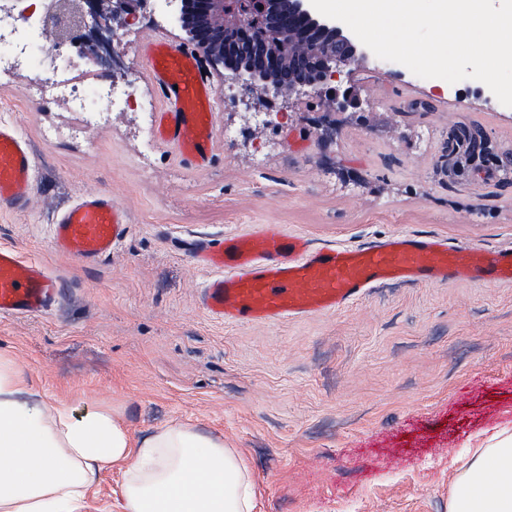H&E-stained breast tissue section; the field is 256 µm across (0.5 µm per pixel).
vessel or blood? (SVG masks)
Masks as SVG:
<instances>
[{"mask_svg":"<svg viewBox=\"0 0 512 512\" xmlns=\"http://www.w3.org/2000/svg\"><path fill=\"white\" fill-rule=\"evenodd\" d=\"M149 80L161 106L158 136L182 161H212L210 99L213 88L193 50L171 52L154 36L142 46ZM33 158L15 124L0 121V208L25 210L30 202ZM125 210L102 193H86L52 226L56 249L92 264L109 254L126 231ZM197 265L207 270L201 308L227 323L275 324L342 309L387 279L492 282L512 280V249L491 253L449 246L434 235L388 238L362 249L314 248L307 239L263 224L250 235L197 245ZM59 290L41 263L0 247V316L43 313Z\"/></svg>","mask_w":512,"mask_h":512,"instance_id":"vessel-or-blood-1","label":"vessel or blood"}]
</instances>
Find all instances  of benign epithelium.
Instances as JSON below:
<instances>
[{"mask_svg":"<svg viewBox=\"0 0 512 512\" xmlns=\"http://www.w3.org/2000/svg\"><path fill=\"white\" fill-rule=\"evenodd\" d=\"M162 21L179 29L184 44L202 54L206 68L227 78L228 97L245 106L238 113L246 123L262 126L288 124L290 104L314 98L324 108L317 122L320 139L332 142L340 124L331 121L329 112L344 114L358 107L354 98L342 101L325 97V90L341 76H349L365 49L344 32L335 20L319 14L311 0H155ZM141 0H43V12L57 20L56 28L47 30L50 43H61L82 32L83 52L97 59L103 72L123 80L126 73H115L114 60L117 30L139 19ZM245 56L247 62L228 66L232 56ZM295 78L280 82L286 66ZM279 101L277 112L265 111L269 97ZM476 154L485 150L482 131L466 127L456 131L448 142V156L459 145Z\"/></svg>","mask_w":512,"mask_h":512,"instance_id":"7a95c632","label":"benign epithelium"}]
</instances>
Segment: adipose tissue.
Returning a JSON list of instances; mask_svg holds the SVG:
<instances>
[{"label":"adipose tissue","instance_id":"ef3b65f1","mask_svg":"<svg viewBox=\"0 0 512 512\" xmlns=\"http://www.w3.org/2000/svg\"><path fill=\"white\" fill-rule=\"evenodd\" d=\"M122 467L123 512H253L241 454L187 424L134 437L108 407L48 409L0 354V512H82L98 473ZM209 478L200 480L198 466ZM448 512H512V430L466 462Z\"/></svg>","mask_w":512,"mask_h":512}]
</instances>
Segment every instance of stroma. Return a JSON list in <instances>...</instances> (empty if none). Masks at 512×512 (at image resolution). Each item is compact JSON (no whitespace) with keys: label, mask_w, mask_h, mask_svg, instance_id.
Wrapping results in <instances>:
<instances>
[{"label":"stroma","mask_w":512,"mask_h":512,"mask_svg":"<svg viewBox=\"0 0 512 512\" xmlns=\"http://www.w3.org/2000/svg\"><path fill=\"white\" fill-rule=\"evenodd\" d=\"M141 22L116 46L156 97ZM39 72L0 77V121L33 147L32 196L0 211V246L61 281L46 314L0 319V350L50 407L115 408L134 436L185 423L247 459L255 512H448L453 456L512 423V281L386 282L333 315L227 325L199 304L192 251L276 224L318 246L360 249L427 232L485 252L512 248V107L480 84L446 85L369 57L350 79L366 120L332 145L302 122L245 132L222 86L213 159H177L137 103L88 124L68 100L28 99ZM412 87V97L398 91ZM461 125L488 148L448 158ZM128 214L97 264L55 250L57 213L84 192ZM122 471L104 470L83 512H121Z\"/></svg>","instance_id":"35a3bbf8"}]
</instances>
